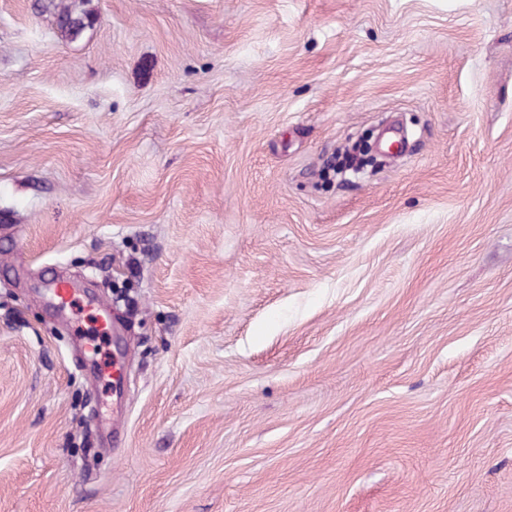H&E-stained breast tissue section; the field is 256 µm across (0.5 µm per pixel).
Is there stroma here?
<instances>
[{
  "label": "stroma",
  "mask_w": 512,
  "mask_h": 512,
  "mask_svg": "<svg viewBox=\"0 0 512 512\" xmlns=\"http://www.w3.org/2000/svg\"><path fill=\"white\" fill-rule=\"evenodd\" d=\"M87 7L0 0V512H512V0ZM84 1L67 0L54 5V23L62 40H76L96 22V15L85 8ZM45 288H48L54 304L64 311L76 309L77 305H81L83 309L95 310L98 312L96 317L100 325V332L104 333L108 330L112 320L111 309L101 310L107 307L106 303L93 297L82 296L69 280L63 278L50 280ZM77 295H81L82 298Z\"/></svg>",
  "instance_id": "stroma-1"
}]
</instances>
